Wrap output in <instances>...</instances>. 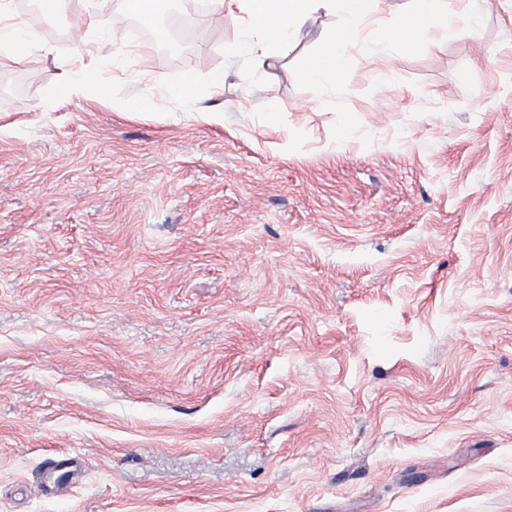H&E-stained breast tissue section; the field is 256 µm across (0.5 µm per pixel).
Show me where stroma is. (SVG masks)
<instances>
[{"label": "stroma", "mask_w": 512, "mask_h": 512, "mask_svg": "<svg viewBox=\"0 0 512 512\" xmlns=\"http://www.w3.org/2000/svg\"><path fill=\"white\" fill-rule=\"evenodd\" d=\"M20 2L0 512H512V0H444L453 35L405 49L382 0L323 85L339 12L258 70L239 17L133 50L127 0ZM62 59L109 96L48 98Z\"/></svg>", "instance_id": "stroma-1"}]
</instances>
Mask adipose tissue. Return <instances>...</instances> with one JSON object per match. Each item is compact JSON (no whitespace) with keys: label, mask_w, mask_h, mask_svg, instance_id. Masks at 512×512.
<instances>
[{"label":"adipose tissue","mask_w":512,"mask_h":512,"mask_svg":"<svg viewBox=\"0 0 512 512\" xmlns=\"http://www.w3.org/2000/svg\"><path fill=\"white\" fill-rule=\"evenodd\" d=\"M380 0H211L215 15H235L242 12L254 23V32L242 48L256 63H264L273 56L287 55L304 26L313 24L320 14L342 12L343 22L321 35L323 48L309 56L298 77L310 84L331 81L347 64V51L360 37L362 24L376 11ZM442 27L451 33L441 12V0H414V6L405 25L392 38L398 44L410 41L412 32L423 28ZM105 97L109 88L102 78L101 64L84 67L75 77H64L49 91L50 97L61 99L88 93Z\"/></svg>","instance_id":"ef3b65f1"}]
</instances>
